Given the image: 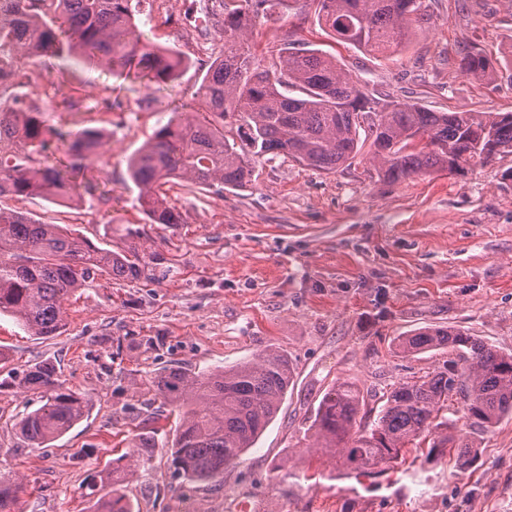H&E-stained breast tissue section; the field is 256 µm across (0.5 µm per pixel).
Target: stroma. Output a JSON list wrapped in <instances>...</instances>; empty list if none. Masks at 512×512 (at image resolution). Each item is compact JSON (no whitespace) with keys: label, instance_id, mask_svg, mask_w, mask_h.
<instances>
[{"label":"stroma","instance_id":"stroma-1","mask_svg":"<svg viewBox=\"0 0 512 512\" xmlns=\"http://www.w3.org/2000/svg\"><path fill=\"white\" fill-rule=\"evenodd\" d=\"M185 0H132L144 42L189 60L158 87L89 67L80 57H34L47 79L37 98L52 128L106 127L108 151L84 177L111 199L83 203L6 198L0 206L68 226L97 246L161 254L171 270L157 282L98 279L67 304L60 334L32 335L0 316V471L21 480L22 512H94L92 489L129 440L154 437L145 466L121 473L136 512H512V417L474 432L459 406L453 432L472 437L477 459L460 467L413 448L381 472L345 475L316 451L310 424L328 385L354 383L372 411L394 386L432 374L447 351L402 357L394 337L452 326L512 350V154L473 161L464 172L395 184L378 179L370 149L333 173L279 157L255 165L242 189L168 184L179 224H151L128 177L129 157L171 118L198 108L192 93L221 42L181 28ZM408 46L373 56L336 42L317 22L316 0H283L250 36L256 66L270 68L290 46L336 56L380 101L435 112H512V0H424ZM481 50L505 60L493 79L462 72ZM156 340L145 348L143 339ZM286 354L295 381L275 419L219 485L188 483L167 453L177 420L157 397L162 369L213 371L263 350ZM52 362L64 384L90 394L85 417L47 448L27 447L16 422L35 409L16 377Z\"/></svg>","mask_w":512,"mask_h":512}]
</instances>
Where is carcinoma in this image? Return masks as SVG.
<instances>
[{
  "label": "carcinoma",
  "mask_w": 512,
  "mask_h": 512,
  "mask_svg": "<svg viewBox=\"0 0 512 512\" xmlns=\"http://www.w3.org/2000/svg\"><path fill=\"white\" fill-rule=\"evenodd\" d=\"M282 0H218L224 44L194 92L203 110L190 112L160 129L130 159L138 202L151 224H180L182 217L160 187L190 182L244 188L253 163L287 156L313 169L333 172L370 143L371 160L384 183L431 172L457 173L461 164L512 153V113L434 112L417 104H380L336 62L315 49H284L271 70H261L249 49L252 27ZM320 26L337 41L372 55L401 51L411 38L409 22L422 20L423 0H318ZM117 75L137 74L155 85L175 80L185 67L180 53L143 43L132 0H0V88L21 77L11 61L62 53ZM460 69L478 79L492 77L494 59L472 51ZM239 138L224 136L226 124ZM102 129L62 131L47 127L38 106L0 105V198L40 197L52 202L81 201L72 174L95 155ZM68 144L72 161H53L52 140ZM163 257L147 259L133 248H101L57 224H45L0 207V316L8 315L37 336L66 327L67 302L97 278L152 281L167 273ZM449 349L441 370L405 382L387 394L377 418L362 423L365 400L351 382L328 386L311 429L315 447L330 450L349 473L392 462L430 439L427 457L456 449L463 465L475 458L474 443L448 434L431 438L434 421L460 400L477 431L512 416V351L497 350L470 333L449 326L420 328L396 339L395 351L415 356ZM295 370L288 357L265 350L237 366L209 372L165 370L153 378L157 395L180 412L171 464L192 483L211 484L254 447L279 412ZM18 385L33 393L38 407L17 423L24 441L44 448L76 425L91 405L88 395L64 386L56 367L37 363ZM134 451L116 459L101 488L103 512H133L119 492L115 473L141 464ZM22 483L0 472V512H20Z\"/></svg>",
  "instance_id": "carcinoma-1"
}]
</instances>
